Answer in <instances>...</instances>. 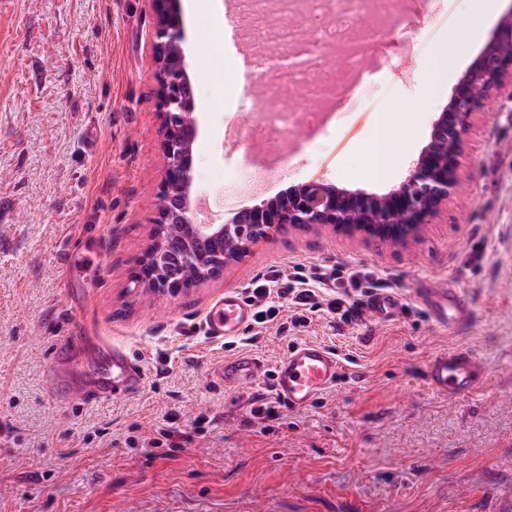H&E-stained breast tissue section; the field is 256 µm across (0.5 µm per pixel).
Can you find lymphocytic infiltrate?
Here are the masks:
<instances>
[{"label":"lymphocytic infiltrate","instance_id":"f902f5d3","mask_svg":"<svg viewBox=\"0 0 512 512\" xmlns=\"http://www.w3.org/2000/svg\"><path fill=\"white\" fill-rule=\"evenodd\" d=\"M376 281L372 271L299 259L288 269L261 275L246 285L242 294L254 308V326L275 321L281 332L290 334L305 329L315 315L343 323L360 319L364 300ZM282 298L287 299L291 311L285 319L278 305Z\"/></svg>","mask_w":512,"mask_h":512}]
</instances>
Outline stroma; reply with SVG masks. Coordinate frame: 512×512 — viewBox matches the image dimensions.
<instances>
[{
	"mask_svg": "<svg viewBox=\"0 0 512 512\" xmlns=\"http://www.w3.org/2000/svg\"><path fill=\"white\" fill-rule=\"evenodd\" d=\"M198 12L177 0L196 89V184L232 216L308 181L382 194L428 143L453 88L512 12L497 17L427 95L420 72L460 20L463 0H418L387 38L388 57L358 89L335 83L329 126L266 175L244 124L258 87L254 55L225 0ZM152 0H0V512H512V89L477 114L461 157L462 200L404 246L285 224L223 273L160 302L133 290L163 175L153 77ZM421 52L406 59L401 39ZM415 121L389 140L376 128L402 106ZM387 165L373 171V155ZM99 252L66 274L72 240ZM307 259L367 268L404 305L393 322L333 327L314 318L292 337L268 324L251 345L274 367L294 340L334 350L344 373L310 407L258 421L252 393L224 390L227 357L210 342L214 299L259 272ZM463 289L459 329H435L418 281ZM124 346L160 369L136 395L74 404L51 398L45 369L71 328ZM486 365L474 393L433 394L423 371L441 350Z\"/></svg>",
	"mask_w": 512,
	"mask_h": 512,
	"instance_id": "1",
	"label": "stroma"
}]
</instances>
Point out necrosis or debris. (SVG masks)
<instances>
[{
    "mask_svg": "<svg viewBox=\"0 0 512 512\" xmlns=\"http://www.w3.org/2000/svg\"><path fill=\"white\" fill-rule=\"evenodd\" d=\"M402 0H249L248 8L254 18L260 19L261 26L256 39L263 46V54L273 57L292 52L295 47L294 35L286 33L276 25L279 17L302 19L313 31L319 44L313 50L314 65L309 69L289 71L270 87L271 92L291 94L312 90L323 77L324 51L339 50V74L345 79L354 78L360 71L363 54L359 45L357 25L360 20L380 18L382 25L377 36H384L400 21L399 7ZM255 123L261 124L270 144H278L285 135L297 132L303 127L322 128L327 125L330 113H313L307 120H300L297 113L288 110L273 112L265 102H258L251 115Z\"/></svg>",
    "mask_w": 512,
    "mask_h": 512,
    "instance_id": "obj_1",
    "label": "necrosis or debris"
}]
</instances>
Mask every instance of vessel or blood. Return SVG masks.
Here are the masks:
<instances>
[{
  "label": "vessel or blood",
  "mask_w": 512,
  "mask_h": 512,
  "mask_svg": "<svg viewBox=\"0 0 512 512\" xmlns=\"http://www.w3.org/2000/svg\"><path fill=\"white\" fill-rule=\"evenodd\" d=\"M415 294L430 323L438 329L459 327L473 314L471 300L462 289L423 282ZM364 310L372 321L389 323L398 317L401 301L393 292L378 290L366 298ZM252 319V307L238 291L228 290L209 307L206 329L211 339H235L251 325ZM111 352L112 366L98 375L96 388H76L64 375L72 363L71 342L62 340L52 352L45 372L50 393L57 399L81 403L139 393L147 381L141 364L125 347L112 346ZM265 375L270 378L276 398L288 407L302 408L335 386L340 365L335 353L325 345L304 341L288 349L270 371L259 357L249 352L226 358L217 369L219 381L229 391L248 389ZM486 376L484 363L472 351L462 348L436 353L424 370V380L430 390L449 398L470 394L484 383Z\"/></svg>",
  "instance_id": "obj_1"
}]
</instances>
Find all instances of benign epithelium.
<instances>
[{
    "mask_svg": "<svg viewBox=\"0 0 512 512\" xmlns=\"http://www.w3.org/2000/svg\"><path fill=\"white\" fill-rule=\"evenodd\" d=\"M155 5L153 60L158 115L166 159L155 199L169 198L164 211H155L150 243L138 258L133 275L136 287L158 298L174 296L181 284L167 274L170 255L196 269L202 282L224 271L253 244L283 224L329 225L349 236L377 238L403 245L417 237L460 196L459 158L475 114L483 110L492 92L512 83V15L500 22L496 34L456 85L448 106L439 113L430 140L399 186L384 194L350 190L333 183L311 181L238 210L220 224L196 220L199 197L194 177L197 120L194 87L183 47V30L175 0H153ZM307 45L269 66H260L258 80L267 84L278 72L306 63Z\"/></svg>",
    "mask_w": 512,
    "mask_h": 512,
    "instance_id": "obj_1",
    "label": "benign epithelium"
}]
</instances>
